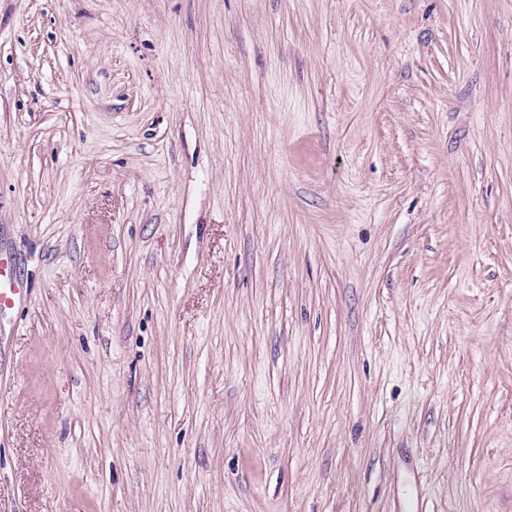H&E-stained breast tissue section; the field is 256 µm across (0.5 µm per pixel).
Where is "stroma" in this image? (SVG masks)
<instances>
[{"mask_svg":"<svg viewBox=\"0 0 512 512\" xmlns=\"http://www.w3.org/2000/svg\"><path fill=\"white\" fill-rule=\"evenodd\" d=\"M0 512H512V0H0Z\"/></svg>","mask_w":512,"mask_h":512,"instance_id":"35a3bbf8","label":"stroma"}]
</instances>
